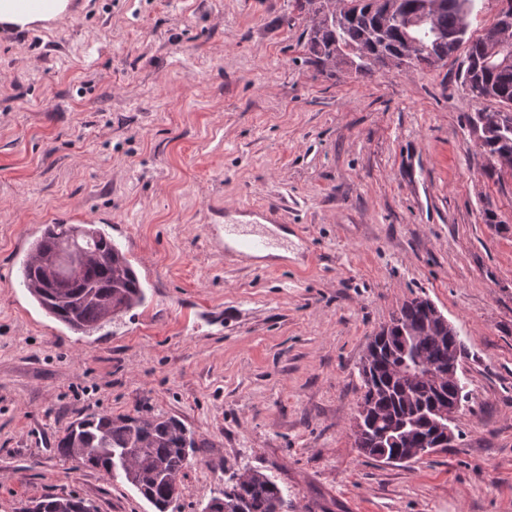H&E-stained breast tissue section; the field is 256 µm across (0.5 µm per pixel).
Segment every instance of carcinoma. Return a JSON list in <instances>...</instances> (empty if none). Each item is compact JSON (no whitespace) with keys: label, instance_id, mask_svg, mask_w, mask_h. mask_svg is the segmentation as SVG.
I'll return each instance as SVG.
<instances>
[{"label":"carcinoma","instance_id":"1","mask_svg":"<svg viewBox=\"0 0 512 512\" xmlns=\"http://www.w3.org/2000/svg\"><path fill=\"white\" fill-rule=\"evenodd\" d=\"M419 0H296L311 12L308 50L324 73L329 66L348 64L355 71L373 74L390 62L401 66L399 50L408 42L420 45V55L406 63H438L452 53V36L469 43L461 86L478 88L473 98L495 103L468 118L484 128L479 147L496 162L512 161V65L502 66L498 40L486 35L466 39L469 17L476 0H441L419 24L414 5ZM70 224H44L33 240L34 258L23 261L21 284L51 317L71 330L91 336L105 325L141 306L146 293L139 276L119 245L102 228L92 224L82 238L77 260L80 273L70 275L68 241ZM428 299L405 301L390 320L391 327L377 344L369 369L359 368L363 394L373 427L354 438L356 447L378 450L377 433L389 431L401 440V449L417 448L434 429L437 411L466 399L464 386L450 379L435 388L426 373L406 381L400 366L418 359L431 364L460 362L464 347L458 334L426 309ZM129 448L139 452L128 462L123 476L157 512H167L178 495L177 478L190 454L197 451L187 429L174 417L93 413L72 423L57 443L66 459L83 458V464L114 475L113 457ZM285 504L279 485L253 469L237 470L224 489L208 504L211 512H281ZM26 512H95L87 500L75 496L47 495Z\"/></svg>","mask_w":512,"mask_h":512}]
</instances>
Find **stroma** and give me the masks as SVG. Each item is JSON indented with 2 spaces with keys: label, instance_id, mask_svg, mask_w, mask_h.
<instances>
[{
  "label": "stroma",
  "instance_id": "obj_1",
  "mask_svg": "<svg viewBox=\"0 0 512 512\" xmlns=\"http://www.w3.org/2000/svg\"><path fill=\"white\" fill-rule=\"evenodd\" d=\"M294 0H69L0 24V512L73 495L156 512L76 466L72 421L148 406L194 435L168 512H204L225 469L284 512H512V169L468 122L465 49L325 77ZM285 256L225 260L209 227L257 223ZM97 224L153 270L144 305L84 336L20 285L18 241ZM430 299L464 345L453 447L365 457L352 420L370 336Z\"/></svg>",
  "mask_w": 512,
  "mask_h": 512
}]
</instances>
